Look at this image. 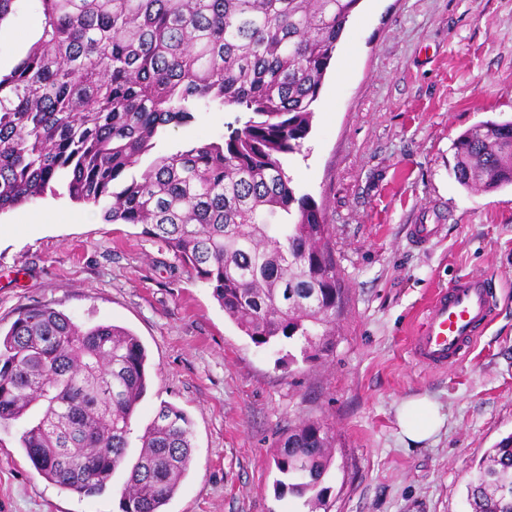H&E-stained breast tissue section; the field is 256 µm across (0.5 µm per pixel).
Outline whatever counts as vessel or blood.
Instances as JSON below:
<instances>
[{
    "instance_id": "b4317fda",
    "label": "vessel or blood",
    "mask_w": 512,
    "mask_h": 512,
    "mask_svg": "<svg viewBox=\"0 0 512 512\" xmlns=\"http://www.w3.org/2000/svg\"><path fill=\"white\" fill-rule=\"evenodd\" d=\"M489 288L488 280L464 276L439 290L412 338L416 359L432 367L463 359L492 320Z\"/></svg>"
}]
</instances>
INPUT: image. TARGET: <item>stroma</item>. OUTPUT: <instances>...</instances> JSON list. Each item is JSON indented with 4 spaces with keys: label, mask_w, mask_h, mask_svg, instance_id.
I'll return each mask as SVG.
<instances>
[{
    "label": "stroma",
    "mask_w": 512,
    "mask_h": 512,
    "mask_svg": "<svg viewBox=\"0 0 512 512\" xmlns=\"http://www.w3.org/2000/svg\"><path fill=\"white\" fill-rule=\"evenodd\" d=\"M38 0L0 24V70L38 32ZM239 114L199 108L168 128L155 155L227 135ZM512 119V0H360L339 41L302 153L286 161L322 207L345 298L334 348L317 363L282 343L256 347L211 288L141 227L112 224L63 186L31 204L44 217L0 242V331L36 304L140 338L148 388L131 420L129 454L160 405L193 430L189 471L166 512H307L280 494L275 461L289 427L318 421L335 437L329 512H470L465 485L512 433V188L474 194L453 173L454 144L474 125ZM416 224L437 226L415 241ZM487 278L494 315L464 360L418 364L410 338L433 291ZM429 396L438 435L403 441L400 403ZM0 429V512H120L126 468L105 490L59 489Z\"/></svg>",
    "instance_id": "35a3bbf8"
}]
</instances>
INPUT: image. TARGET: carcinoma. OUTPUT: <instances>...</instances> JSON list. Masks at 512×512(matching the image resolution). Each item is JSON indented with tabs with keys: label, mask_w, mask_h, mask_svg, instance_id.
Masks as SVG:
<instances>
[{
	"label": "carcinoma",
	"mask_w": 512,
	"mask_h": 512,
	"mask_svg": "<svg viewBox=\"0 0 512 512\" xmlns=\"http://www.w3.org/2000/svg\"><path fill=\"white\" fill-rule=\"evenodd\" d=\"M38 38L0 74V214L54 185L142 227L257 346L301 344L306 363L335 343L343 288L322 209L284 160L303 151L313 106L359 0H39ZM247 113L220 142L154 158L169 125L197 106ZM457 181L512 186V121H485L455 146ZM139 337L85 327L48 305L0 334V427L62 490L93 494L126 463L147 388ZM121 512H163L191 463L183 411L163 405L141 437ZM334 438L302 422L281 440L277 486L326 506ZM471 512H512V434L466 484Z\"/></svg>",
	"instance_id": "carcinoma-1"
}]
</instances>
